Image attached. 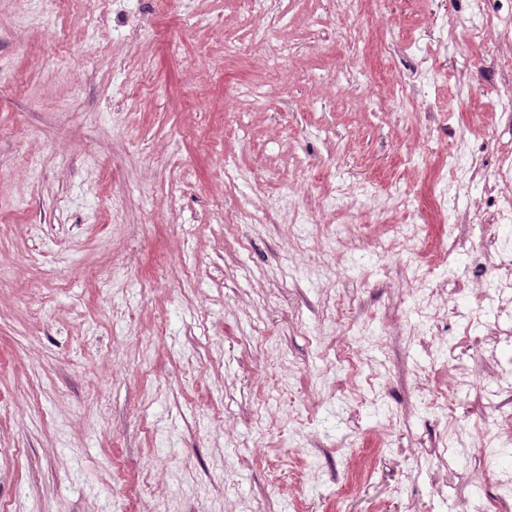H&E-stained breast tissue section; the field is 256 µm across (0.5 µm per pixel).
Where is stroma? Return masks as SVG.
I'll use <instances>...</instances> for the list:
<instances>
[{"mask_svg": "<svg viewBox=\"0 0 512 512\" xmlns=\"http://www.w3.org/2000/svg\"><path fill=\"white\" fill-rule=\"evenodd\" d=\"M28 7L0 0V512H512V224L479 178L448 199L479 220L428 202L449 154L512 149L499 35L443 37L467 0Z\"/></svg>", "mask_w": 512, "mask_h": 512, "instance_id": "stroma-1", "label": "stroma"}]
</instances>
